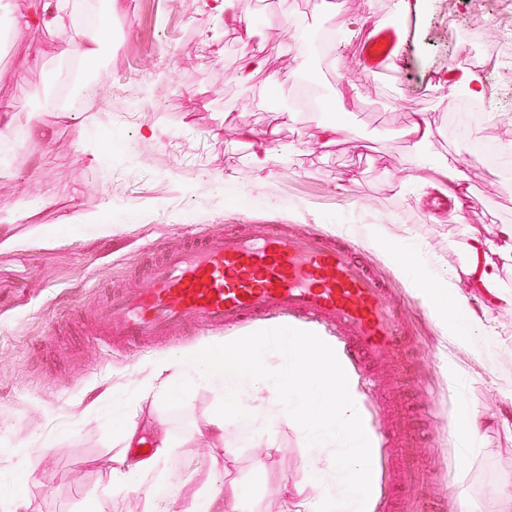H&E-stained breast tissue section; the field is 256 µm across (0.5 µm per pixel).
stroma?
Returning <instances> with one entry per match:
<instances>
[{"instance_id":"35a3bbf8","label":"stroma","mask_w":512,"mask_h":512,"mask_svg":"<svg viewBox=\"0 0 512 512\" xmlns=\"http://www.w3.org/2000/svg\"><path fill=\"white\" fill-rule=\"evenodd\" d=\"M65 25L28 22L35 0H0V512H191L207 497L235 512H306L319 484L336 481L333 452L309 448L304 430L269 398L255 394L250 416L210 434L221 401L216 382L198 378L182 405L167 408L158 361L177 351L221 344L275 327L272 319L222 328L168 345L121 354L96 345L47 375L61 317L88 311L104 288L131 284L150 254L180 248L189 233L239 224H298L344 238L404 308L416 347L405 399L426 404L427 494L445 493L444 512H512V309L469 303L482 324L460 345L434 317L402 268L371 240L391 241L430 258L434 277L464 275L473 229L494 239L512 224L506 174L474 154L448 128L449 112L470 96L441 102V81L463 55L451 28L476 32L493 53V33L512 17V0H421L403 16L396 0H72ZM402 22L404 67L378 76L358 69V21ZM309 27L316 46L303 71L289 19ZM104 31L99 67L111 83L89 93L88 109L62 108L54 88L74 70L73 29ZM249 41H242V28ZM263 66L236 78L245 52ZM355 93L338 96L342 83ZM485 112L471 138L512 162V61L487 72ZM424 112L434 138L404 135ZM345 132L321 142L329 121ZM251 130L248 138L238 128ZM117 139V154L106 149ZM271 151L264 170L253 154ZM461 173L472 201L459 219L435 222L420 198L422 180L405 177L415 159ZM461 387H453L449 374ZM481 421L476 448L458 451L461 408ZM169 433L165 462L128 484L112 483L120 424Z\"/></svg>"}]
</instances>
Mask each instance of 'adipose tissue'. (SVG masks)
Instances as JSON below:
<instances>
[{
  "instance_id": "1",
  "label": "adipose tissue",
  "mask_w": 512,
  "mask_h": 512,
  "mask_svg": "<svg viewBox=\"0 0 512 512\" xmlns=\"http://www.w3.org/2000/svg\"><path fill=\"white\" fill-rule=\"evenodd\" d=\"M487 245L488 242L481 232L472 233L466 245L469 254L468 286L471 291L483 296L489 305L511 308L512 294L502 290L497 266L487 258ZM393 256L397 263L412 275L415 287L419 289L435 317L447 321L449 336L458 344H466L471 331L479 326L480 320L470 308L466 296L460 293L458 283L451 278L432 281L428 274L429 261L422 254L415 253L407 257L402 251L397 250ZM143 432V427L135 423L124 427L121 440L125 451L117 457L112 469L114 483H127L132 469H156L170 454V437L158 431L153 437L154 454L139 460L137 465H129L126 451L141 444Z\"/></svg>"
}]
</instances>
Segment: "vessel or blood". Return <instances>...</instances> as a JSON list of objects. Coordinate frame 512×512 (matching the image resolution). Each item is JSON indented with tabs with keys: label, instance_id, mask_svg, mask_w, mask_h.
<instances>
[{
	"label": "vessel or blood",
	"instance_id": "b4317fda",
	"mask_svg": "<svg viewBox=\"0 0 512 512\" xmlns=\"http://www.w3.org/2000/svg\"><path fill=\"white\" fill-rule=\"evenodd\" d=\"M401 36L397 24L371 28L356 55L368 70H388L398 60ZM276 313L323 325L346 341L372 379L384 411L383 443L394 451L383 508L430 512L433 501L420 491V435L398 399L407 379L406 318L353 244L284 224L213 229L143 264L132 286L112 289L95 305L82 334L118 353L147 339L194 336ZM381 363L396 364L393 382L373 379Z\"/></svg>",
	"mask_w": 512,
	"mask_h": 512
}]
</instances>
